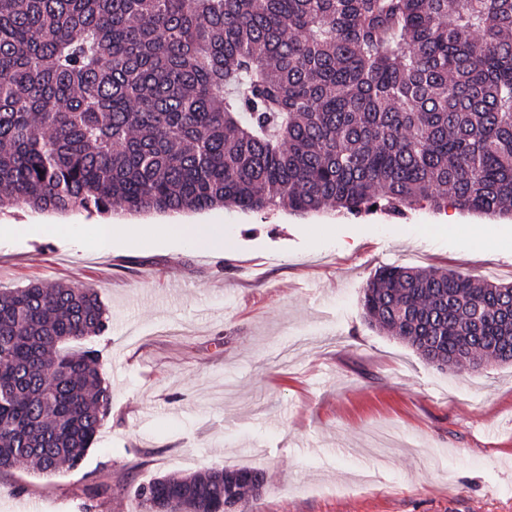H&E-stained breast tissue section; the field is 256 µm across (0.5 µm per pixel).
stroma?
I'll return each instance as SVG.
<instances>
[{"label":"stroma","mask_w":512,"mask_h":512,"mask_svg":"<svg viewBox=\"0 0 512 512\" xmlns=\"http://www.w3.org/2000/svg\"><path fill=\"white\" fill-rule=\"evenodd\" d=\"M427 204L404 215L307 216L215 207L115 214L133 241L0 235V289H96L112 412L81 465L0 473V512H135L156 476L249 466L269 480L246 512H512V365L449 373L364 319L387 266L512 284V219ZM82 211L0 210L1 224H98ZM218 224L213 254L156 236ZM492 227L483 247L473 231Z\"/></svg>","instance_id":"1"}]
</instances>
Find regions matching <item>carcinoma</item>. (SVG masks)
<instances>
[{
	"instance_id": "1",
	"label": "carcinoma",
	"mask_w": 512,
	"mask_h": 512,
	"mask_svg": "<svg viewBox=\"0 0 512 512\" xmlns=\"http://www.w3.org/2000/svg\"><path fill=\"white\" fill-rule=\"evenodd\" d=\"M512 216V0H0V209ZM369 324L450 372L512 358V286L380 269ZM92 288L0 289V472L86 457L112 409ZM256 467L140 484L219 512Z\"/></svg>"
}]
</instances>
